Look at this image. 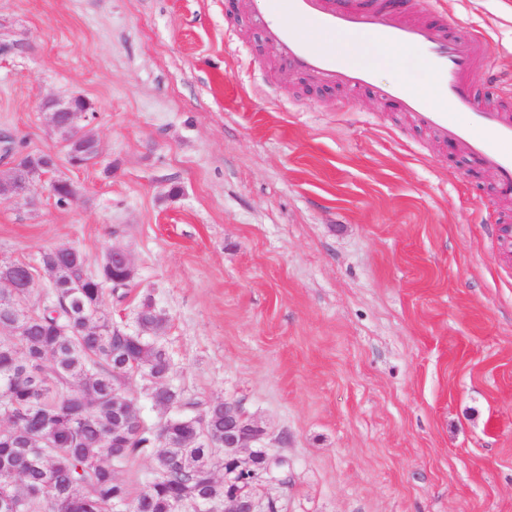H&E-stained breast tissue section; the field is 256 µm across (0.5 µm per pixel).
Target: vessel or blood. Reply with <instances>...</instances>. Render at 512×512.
Segmentation results:
<instances>
[{
    "label": "vessel or blood",
    "mask_w": 512,
    "mask_h": 512,
    "mask_svg": "<svg viewBox=\"0 0 512 512\" xmlns=\"http://www.w3.org/2000/svg\"><path fill=\"white\" fill-rule=\"evenodd\" d=\"M253 19L279 66L317 82L367 91L395 104L417 126L458 145L477 164L493 169L502 197H512V106L479 108L470 80L474 71L487 68L491 53L480 31L449 30L434 0H425L418 12L391 10L382 0L369 6L358 0H263ZM297 20L328 36H373L385 50H421L449 109L434 107L404 80L377 84L372 68L351 63L335 50L301 37L293 26Z\"/></svg>",
    "instance_id": "vessel-or-blood-1"
}]
</instances>
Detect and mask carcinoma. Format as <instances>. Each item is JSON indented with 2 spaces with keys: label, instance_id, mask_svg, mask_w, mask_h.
Instances as JSON below:
<instances>
[{
  "label": "carcinoma",
  "instance_id": "cac0c4a2",
  "mask_svg": "<svg viewBox=\"0 0 512 512\" xmlns=\"http://www.w3.org/2000/svg\"><path fill=\"white\" fill-rule=\"evenodd\" d=\"M47 297L34 288L0 289V512H224V403L208 402L169 384L172 357L161 341L166 314L151 296L141 301L138 331L112 323L105 292L131 279L119 264L91 273L69 246L45 251ZM132 374L143 395H159L175 412L145 420L126 390ZM148 457L154 476L136 496L116 476ZM266 467L265 451L242 458Z\"/></svg>",
  "mask_w": 512,
  "mask_h": 512
}]
</instances>
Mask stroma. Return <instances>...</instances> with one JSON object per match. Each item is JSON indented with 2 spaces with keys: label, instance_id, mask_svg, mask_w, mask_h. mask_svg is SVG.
<instances>
[{
  "label": "stroma",
  "instance_id": "stroma-1",
  "mask_svg": "<svg viewBox=\"0 0 512 512\" xmlns=\"http://www.w3.org/2000/svg\"><path fill=\"white\" fill-rule=\"evenodd\" d=\"M228 0H0V171L56 152L44 108L81 96L94 165L65 159L0 203V262L113 248L107 294L168 318L171 384L238 404L288 461L278 512H512V209L493 173L371 94L284 75L252 6ZM482 31L497 104L512 0H440ZM425 86L422 54L364 60ZM76 195L58 205L51 181Z\"/></svg>",
  "mask_w": 512,
  "mask_h": 512
}]
</instances>
